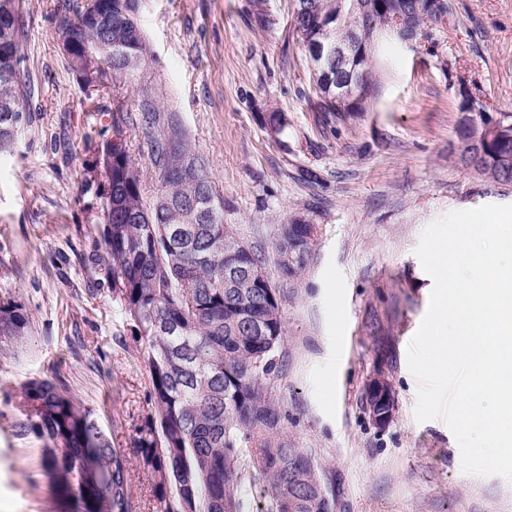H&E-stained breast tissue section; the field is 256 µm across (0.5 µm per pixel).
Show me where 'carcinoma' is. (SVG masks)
<instances>
[{
  "instance_id": "carcinoma-1",
  "label": "carcinoma",
  "mask_w": 512,
  "mask_h": 512,
  "mask_svg": "<svg viewBox=\"0 0 512 512\" xmlns=\"http://www.w3.org/2000/svg\"><path fill=\"white\" fill-rule=\"evenodd\" d=\"M453 0H295L293 28L301 46L329 34L356 37L343 60L312 74L325 112H366L378 92L374 50L385 36L415 41L424 26L453 11ZM138 0H56L55 32L72 74L96 112L110 116V138L97 149L106 185L98 191L103 226L87 261L104 270L121 306L138 366L149 381L151 413L134 448L152 470L163 512H335L311 452L281 430L272 375L286 334L288 289L275 287L264 248L224 223V197L209 162L195 152L176 112L144 91L141 111L125 101L99 103L116 80L140 83L151 57L141 32ZM31 20L24 0H0V158L14 155L18 134L40 120V85L23 49ZM459 112L484 111L479 96L460 88ZM15 110L24 124L4 118ZM502 131L472 153L476 129L459 120L458 161L492 182L512 187V113ZM138 131L132 144L126 131ZM147 157L159 189L147 197ZM318 227L301 216L278 226L272 242L282 280L295 285L309 264ZM29 320L0 308V343L26 335ZM16 427L43 441L48 481L74 512H135L125 455L95 413L58 381L33 378L21 388Z\"/></svg>"
}]
</instances>
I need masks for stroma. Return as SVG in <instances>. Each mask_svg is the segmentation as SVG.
<instances>
[{
  "instance_id": "1",
  "label": "stroma",
  "mask_w": 512,
  "mask_h": 512,
  "mask_svg": "<svg viewBox=\"0 0 512 512\" xmlns=\"http://www.w3.org/2000/svg\"><path fill=\"white\" fill-rule=\"evenodd\" d=\"M56 0H24L27 65L43 94L40 126L0 161V304L28 317L0 346V512H69L43 471L42 440L19 434L22 385L58 379L96 414L129 460L137 512H156L134 451L149 411L148 378L122 349L112 284L87 262L95 193L82 192L100 113L64 68L50 16ZM448 18L412 43L382 40L369 111H320L291 25L293 0H140L150 48L140 87L116 85L136 111L141 89L179 112L224 198V221L271 246L285 219L319 227L313 259L283 304L284 367L273 384L282 428L313 453L335 512H512V481L463 472L443 420L417 421L407 351L433 286L415 249L449 212L512 204L457 161L461 86L487 112H512V0H453ZM285 127L273 132L269 113ZM395 397L386 428L367 385Z\"/></svg>"
}]
</instances>
